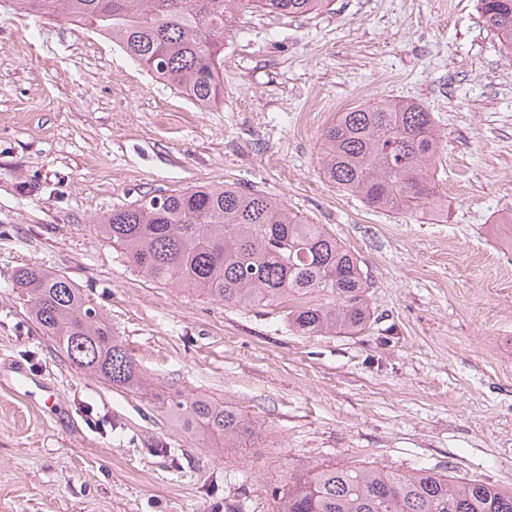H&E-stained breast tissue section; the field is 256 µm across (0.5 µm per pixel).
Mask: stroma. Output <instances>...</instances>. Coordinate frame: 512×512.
I'll list each match as a JSON object with an SVG mask.
<instances>
[{
	"mask_svg": "<svg viewBox=\"0 0 512 512\" xmlns=\"http://www.w3.org/2000/svg\"><path fill=\"white\" fill-rule=\"evenodd\" d=\"M381 100L431 112L444 216L374 210L323 177L338 108ZM224 183L359 254L362 332L303 336L285 306L152 282L95 233L139 195ZM511 215L512 56L475 0L238 15L207 107L109 38L0 8V512H273L290 474L329 463L512 487ZM24 266L84 290L147 392L68 363L16 296ZM174 390L242 410L253 444L188 433L152 398Z\"/></svg>",
	"mask_w": 512,
	"mask_h": 512,
	"instance_id": "obj_1",
	"label": "stroma"
}]
</instances>
